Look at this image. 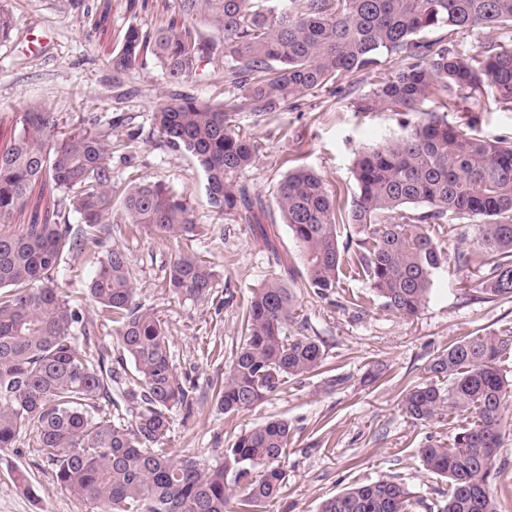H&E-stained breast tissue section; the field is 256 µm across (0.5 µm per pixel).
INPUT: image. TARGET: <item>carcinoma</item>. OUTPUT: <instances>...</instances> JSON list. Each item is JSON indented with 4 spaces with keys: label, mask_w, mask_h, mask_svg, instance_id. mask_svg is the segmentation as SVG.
<instances>
[{
    "label": "carcinoma",
    "mask_w": 512,
    "mask_h": 512,
    "mask_svg": "<svg viewBox=\"0 0 512 512\" xmlns=\"http://www.w3.org/2000/svg\"><path fill=\"white\" fill-rule=\"evenodd\" d=\"M177 3L179 17L164 25L128 26L108 63L123 74L150 56L175 85L224 54V84L239 91L233 101L207 104L169 92L153 110L162 141L196 160L213 212L267 238L257 217L264 202L240 182L257 142L235 129L234 113L298 110L308 91L342 94L347 77L379 71L353 107L416 121L354 161L348 223L362 234L357 248L339 242L336 198L316 171L299 167L278 186L276 206L301 248L305 287L324 296L340 280L360 277L385 308L414 317L448 260L438 235L470 224L476 246L458 253V267H489L476 288L490 299L512 298V136L479 135L476 116L491 99L512 107V0H285L279 9L267 0ZM198 20L222 31L221 44L202 37ZM435 29L444 34L428 38ZM475 30L500 36L456 49L454 35ZM386 63L394 66L388 73ZM450 112L468 116L453 124ZM56 129L53 113L30 108L0 149V223L25 210L36 189L55 196L56 207L34 212L17 234H0V450L29 433L57 485L88 512H264L287 476L288 421L239 435L214 463L168 447L169 413L193 410L196 384L176 367L161 320L136 303L125 251L114 244L101 252L88 286L101 321L112 324L111 339L97 341L95 354L93 330L55 288L64 255L81 241L103 244L104 224L160 239L194 238L202 226L160 180L137 177L116 187L107 135ZM70 212L81 217L77 233ZM216 284L209 261L180 255L162 288L198 300ZM297 319L281 279L253 290L233 363L210 383L220 410L247 409L315 372L331 387L347 382L326 367L319 339L291 331ZM114 385L123 389L129 425L102 414ZM400 406L414 422L446 416L456 424L450 441L418 449L424 470L448 479L441 512H498L491 478L512 406V334L473 336L437 353L426 379L408 383ZM414 504L404 484L382 479L324 500L319 512H412Z\"/></svg>",
    "instance_id": "obj_1"
}]
</instances>
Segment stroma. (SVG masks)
<instances>
[{
	"mask_svg": "<svg viewBox=\"0 0 512 512\" xmlns=\"http://www.w3.org/2000/svg\"><path fill=\"white\" fill-rule=\"evenodd\" d=\"M82 3L78 9L73 0H0L16 24L11 39L0 42V146L20 129L28 108H47L62 131L85 127L108 133L114 185L134 175L164 180L183 195L193 222L203 225V236L192 241L112 231L132 267L137 302L157 312L175 364L197 386L192 412L176 408L170 413V446L212 462L241 433L282 418L290 426L288 476L267 512H318L324 500L347 487L381 479L414 492L413 512H441L448 481L428 474L417 450L431 439L450 440L455 430L444 419L411 421L399 406L402 393L448 346L476 334L511 333L512 299L485 298L476 288L481 271L458 269L457 251L474 246L470 229L464 240L446 241L448 266L433 275L417 316H400L378 298L362 308L354 305V293L369 291L361 280L341 281L327 296H318L299 279L301 251L275 205L281 180L299 166L317 171L341 205H349L357 191L353 161L358 151L399 132L401 116L355 111L349 98L325 89L309 94L298 110L236 113V127L258 143L255 163L241 175L266 204L268 237L254 238L247 225L214 215L196 161L170 149L155 132L153 107L169 89L161 69L149 59L116 76L107 62L129 25L157 28L176 15V0H145L133 11L126 0H112L103 35L93 31L91 21L100 0ZM223 75L219 57L179 89L202 102L229 100L233 94L225 90ZM116 115L124 123L110 127ZM131 129L140 134L137 142L127 140ZM181 254L214 265L218 283L209 298L177 299L163 291L169 263ZM99 255L91 243L66 255L56 287L104 337L108 330L98 326L87 293ZM272 277L289 280L307 335L321 340L327 366L346 382L331 388L325 375L312 374L228 416L214 404L208 383L223 377L232 363L242 303ZM371 368L382 374L372 385L363 381ZM0 512H86V507L58 488L51 466L21 439L0 450Z\"/></svg>",
	"mask_w": 512,
	"mask_h": 512,
	"instance_id": "35a3bbf8",
	"label": "stroma"
}]
</instances>
